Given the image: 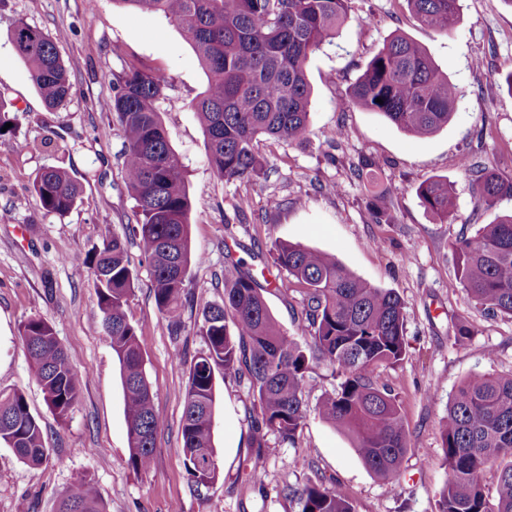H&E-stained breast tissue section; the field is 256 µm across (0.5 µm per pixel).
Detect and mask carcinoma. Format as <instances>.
<instances>
[{"label": "carcinoma", "instance_id": "carcinoma-1", "mask_svg": "<svg viewBox=\"0 0 512 512\" xmlns=\"http://www.w3.org/2000/svg\"><path fill=\"white\" fill-rule=\"evenodd\" d=\"M418 20L440 33L459 23L461 0H407ZM142 12L164 15L189 39L207 76L204 94L191 102L207 137V160L227 182L258 184L268 161L256 143L270 138L291 145L308 139L311 88L309 58L333 40L348 18L351 0H113ZM18 56L48 107L72 94L59 51L41 28L19 19L11 31ZM169 77L143 63L126 61L112 73V126L123 138L121 173L135 202L129 228L150 265L156 308L168 333L185 329L184 292L192 259L191 201L186 169L171 146L158 104ZM458 87L417 42L393 36L349 88L347 102L384 117L414 137H427L450 121ZM380 98L383 103L375 102ZM362 161L353 175L366 178L368 206L377 224H392V190ZM470 179L478 209L512 197V178L459 161ZM31 193L49 213L71 212L80 184L67 170H39ZM422 205L441 220L453 214L448 180L431 177L417 189ZM456 277L467 297L492 315L512 318V215L484 224L472 237L452 243ZM269 256L278 272L304 290L302 315L309 343L288 335L271 315L266 286L241 260L224 264V300L200 311L197 335L203 349L191 363L185 392L182 450L195 492L221 475L212 443L216 374L245 380L253 398L250 445L265 447L274 432L294 442L306 417L308 373L320 362L340 379L316 404L318 415L348 435L363 464L383 481L395 480L409 434L397 397L379 383V371L407 357L404 302L392 290L370 285L333 254L276 239ZM112 350L118 359L128 428L127 464L147 470L162 422L144 369L143 348L125 307L135 288L124 239L105 238L88 257ZM45 399L66 420L79 395L78 370L52 327L30 317L19 329ZM442 465L448 479L439 491L438 512H512V374L474 373L457 388L441 431ZM0 444L22 462L39 466L49 455L38 418L19 393H0ZM499 468L496 496L485 494L482 475ZM298 512H355L343 486L310 482L292 491ZM56 512H103L89 484L79 481L59 498Z\"/></svg>", "mask_w": 512, "mask_h": 512}]
</instances>
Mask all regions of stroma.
<instances>
[{
    "mask_svg": "<svg viewBox=\"0 0 512 512\" xmlns=\"http://www.w3.org/2000/svg\"><path fill=\"white\" fill-rule=\"evenodd\" d=\"M41 27L58 48L74 84L61 108L45 106L10 32L18 19ZM427 49L459 85L448 126L417 138L379 115L346 105L351 84L393 35ZM137 59L163 70L171 85L160 106L171 145L188 168L190 243L205 264H191L185 285L192 314L181 336H170L154 302L150 267L135 240L126 243L138 281L126 307L144 350L155 411L164 423L151 467L127 464L128 436L120 366L97 306L87 258L102 240L124 234L132 215L118 169L119 133L103 139L112 119V73ZM512 66V7L503 0H463L458 25L438 33L418 20L406 0H351L350 15L333 44L313 54L307 76L313 89L307 142L290 146L261 141L268 175L257 185L219 180L207 162L206 137L190 103L207 85L186 36L162 15L131 11L112 0H0V101L15 110V135L0 138V392L25 396L38 416L50 450L31 467L0 445V512H56L59 496L87 480L105 512H296L289 489L308 482L340 481L355 512H437L448 478L441 429L448 402L475 372H512V319L486 315L456 279L452 242L473 236L496 217L512 212V198L476 210L460 155L512 177V94L494 74ZM346 135L337 146L324 136L336 125ZM30 150H19V141ZM373 158L393 189L394 221L373 223L362 181L351 170ZM61 167L81 185L70 213L46 212L30 191L40 169ZM441 176L455 206L440 221L420 203L417 187ZM249 196L251 211L235 204ZM298 242L336 257L357 277L394 290L404 302L409 356L379 372L397 395L409 432L401 476L374 477L349 438L316 412L339 379L326 365L310 373L306 419L294 442L277 434L255 452L250 446L252 401L248 385L216 381L213 442L221 475L204 495L193 492L184 465L181 426L190 361L203 343L195 310L224 299V257L243 260L260 275L272 240ZM302 290L280 277L265 294L274 319L289 335L303 333ZM45 319L82 375L80 396L66 420L47 405L19 337L28 318ZM470 334L456 340L457 325ZM262 484L249 479L254 467Z\"/></svg>",
    "mask_w": 512,
    "mask_h": 512,
    "instance_id": "stroma-1",
    "label": "stroma"
}]
</instances>
